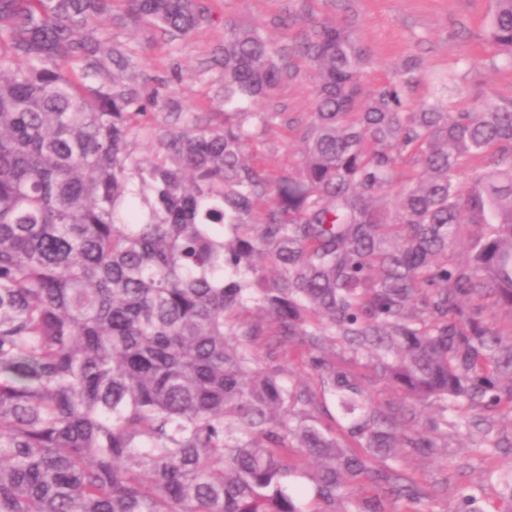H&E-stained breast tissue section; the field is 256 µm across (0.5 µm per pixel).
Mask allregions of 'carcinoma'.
<instances>
[{
	"label": "carcinoma",
	"instance_id": "carcinoma-1",
	"mask_svg": "<svg viewBox=\"0 0 512 512\" xmlns=\"http://www.w3.org/2000/svg\"><path fill=\"white\" fill-rule=\"evenodd\" d=\"M114 20L187 37L207 17L0 0V512H426L407 457L474 429L512 452V99L455 108L453 67L417 101L415 58L367 87L349 19L312 24L313 112L270 173L245 157L282 116L250 111L284 74L258 27L225 24L224 111L163 131ZM487 27L512 66V0ZM288 345L319 394L260 365ZM488 480L512 512V468ZM453 512H486L480 489Z\"/></svg>",
	"mask_w": 512,
	"mask_h": 512
}]
</instances>
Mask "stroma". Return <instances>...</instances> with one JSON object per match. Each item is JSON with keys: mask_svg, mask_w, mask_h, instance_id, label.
Instances as JSON below:
<instances>
[{"mask_svg": "<svg viewBox=\"0 0 512 512\" xmlns=\"http://www.w3.org/2000/svg\"><path fill=\"white\" fill-rule=\"evenodd\" d=\"M208 19L192 35L172 38L147 24H108L106 38L124 46L130 64L124 80L157 96L159 124L174 127V113H211L224 109V71L220 49L224 25H255L277 47L287 74L260 111L287 113L293 123L313 110L316 74L295 53L308 24L348 17L370 54L363 81L372 86L390 78L410 56L429 73L458 66L467 83L480 84L485 103L512 98V66L502 63L487 36L492 0H202ZM292 26H284L287 17ZM256 162L275 172L297 161L284 127L255 128L250 145ZM489 461L469 449L466 439L449 441L436 457L411 459L406 469L429 494L432 512H451L458 487L482 486L488 512L499 505V489L487 484Z\"/></svg>", "mask_w": 512, "mask_h": 512, "instance_id": "1", "label": "stroma"}]
</instances>
